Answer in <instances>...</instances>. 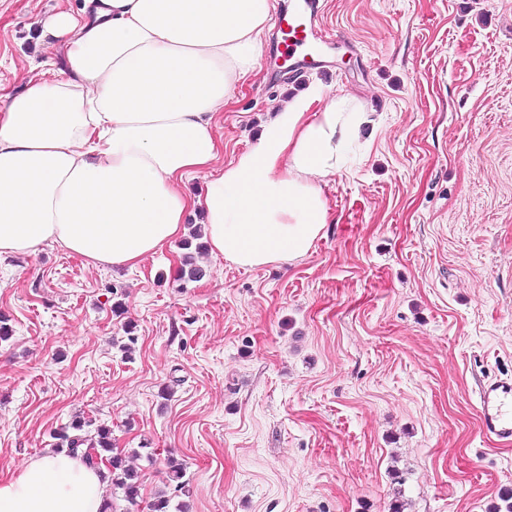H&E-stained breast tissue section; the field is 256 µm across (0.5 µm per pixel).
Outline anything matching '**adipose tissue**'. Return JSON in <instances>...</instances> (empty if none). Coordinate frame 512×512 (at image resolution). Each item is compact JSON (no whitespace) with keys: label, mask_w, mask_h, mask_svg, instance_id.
<instances>
[{"label":"adipose tissue","mask_w":512,"mask_h":512,"mask_svg":"<svg viewBox=\"0 0 512 512\" xmlns=\"http://www.w3.org/2000/svg\"><path fill=\"white\" fill-rule=\"evenodd\" d=\"M269 19V0H84L36 17L62 58L52 80L0 95V258L49 243L133 269L195 209L212 256L244 268L306 256L329 222L320 183L369 116L335 96L309 119L305 89L219 164L218 118ZM198 173L204 193L187 194ZM102 488L95 467L49 453L0 480V512H100Z\"/></svg>","instance_id":"ef3b65f1"}]
</instances>
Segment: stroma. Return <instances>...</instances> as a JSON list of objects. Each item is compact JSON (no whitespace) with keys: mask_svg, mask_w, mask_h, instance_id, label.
I'll return each instance as SVG.
<instances>
[{"mask_svg":"<svg viewBox=\"0 0 512 512\" xmlns=\"http://www.w3.org/2000/svg\"><path fill=\"white\" fill-rule=\"evenodd\" d=\"M0 0V91L61 53ZM328 72L294 79L270 31L221 120V162L268 104L310 86L370 113L296 261L243 268L174 241L134 269L47 244L0 259V478L73 417L136 449L151 512L167 461L191 512H491L512 446L481 432L478 386L512 376V0H319Z\"/></svg>","mask_w":512,"mask_h":512,"instance_id":"obj_1","label":"stroma"}]
</instances>
